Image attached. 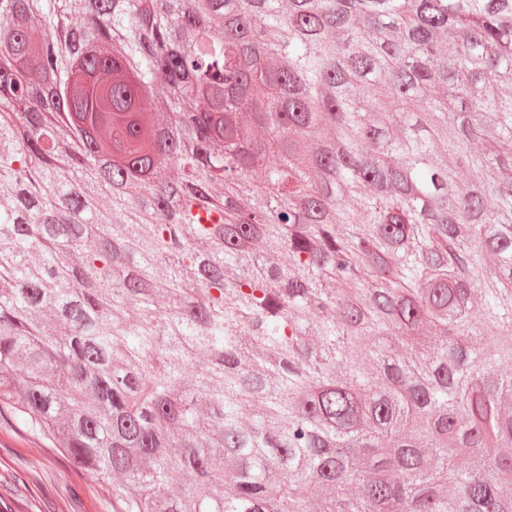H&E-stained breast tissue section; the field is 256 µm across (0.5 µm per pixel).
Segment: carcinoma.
Segmentation results:
<instances>
[{
	"label": "carcinoma",
	"instance_id": "obj_1",
	"mask_svg": "<svg viewBox=\"0 0 512 512\" xmlns=\"http://www.w3.org/2000/svg\"><path fill=\"white\" fill-rule=\"evenodd\" d=\"M81 9L0 0V410L112 512H512V0Z\"/></svg>",
	"mask_w": 512,
	"mask_h": 512
}]
</instances>
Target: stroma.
<instances>
[{"instance_id":"1","label":"stroma","mask_w":512,"mask_h":512,"mask_svg":"<svg viewBox=\"0 0 512 512\" xmlns=\"http://www.w3.org/2000/svg\"><path fill=\"white\" fill-rule=\"evenodd\" d=\"M26 487H18V475ZM0 512H112L97 477L75 469L10 415L0 416Z\"/></svg>"}]
</instances>
